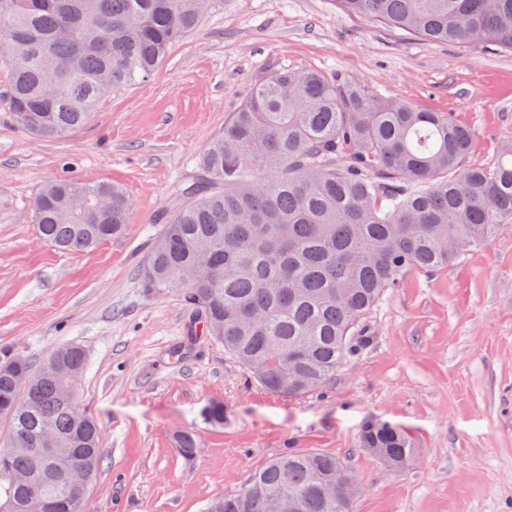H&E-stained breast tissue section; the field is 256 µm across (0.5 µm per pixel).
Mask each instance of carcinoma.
Masks as SVG:
<instances>
[{"mask_svg":"<svg viewBox=\"0 0 512 512\" xmlns=\"http://www.w3.org/2000/svg\"><path fill=\"white\" fill-rule=\"evenodd\" d=\"M348 16L433 43L512 53V0H336ZM201 0H0V57L12 61L9 104L26 132L61 139L87 124L112 91L150 77L193 31ZM473 132L448 112L368 94L357 79L313 69L258 80L196 162L182 203L160 218L141 287L176 293L270 392L323 390L365 346L363 321L412 272L445 268L512 223V147L491 168L467 164ZM131 204L110 182L56 178L33 204L39 237L64 252L123 234ZM83 374L79 345L52 351ZM0 348V505L80 512V494L58 479L76 462L89 479L102 460L99 428L74 417L73 388ZM19 374L33 380L20 392ZM55 432L44 445L46 423ZM364 448H385L394 467L414 448L407 434L367 425ZM181 454L198 453L192 434ZM350 470L336 457L288 451L208 512H354Z\"/></svg>","mask_w":512,"mask_h":512,"instance_id":"obj_1","label":"carcinoma"}]
</instances>
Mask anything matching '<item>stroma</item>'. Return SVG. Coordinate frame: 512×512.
<instances>
[{
  "label": "stroma",
  "mask_w": 512,
  "mask_h": 512,
  "mask_svg": "<svg viewBox=\"0 0 512 512\" xmlns=\"http://www.w3.org/2000/svg\"><path fill=\"white\" fill-rule=\"evenodd\" d=\"M308 68L450 113L474 133L470 164L492 166L512 145L511 53L392 32L334 0H214L150 78L58 140L12 124L0 61V346L35 365L64 344L86 350L81 400L103 455L92 512H205L291 448L347 464L363 486L356 512H512V223L390 289L366 319L370 343L302 398L271 393L206 338L189 341L180 299L140 286L158 217L225 117L261 76ZM61 175L121 186L129 233L73 254L42 242L32 203ZM215 403L218 425L206 417ZM386 423L414 448L395 471L359 445L365 426ZM186 431L191 460L176 444Z\"/></svg>",
  "instance_id": "stroma-1"
}]
</instances>
